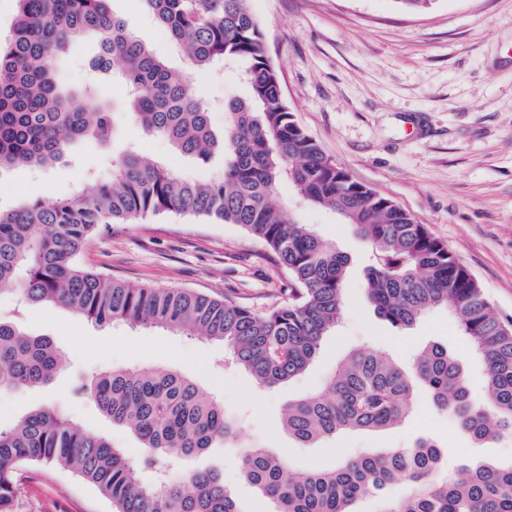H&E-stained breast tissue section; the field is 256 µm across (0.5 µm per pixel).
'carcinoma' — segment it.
<instances>
[{
  "label": "carcinoma",
  "instance_id": "carcinoma-1",
  "mask_svg": "<svg viewBox=\"0 0 512 512\" xmlns=\"http://www.w3.org/2000/svg\"><path fill=\"white\" fill-rule=\"evenodd\" d=\"M0 43V174L49 168L82 142L114 139L109 104L89 109V92L67 84L56 62L92 37L97 54L82 63L94 79L115 76L127 90L133 124L162 137L172 160L150 161L131 144L112 157V176L69 197L42 196L0 209V291L31 305H59L97 326H156L224 344L234 364L259 388L301 375L332 332L343 307L349 259L310 224L284 219L274 199L288 186L294 200L353 224L372 247L368 296L393 327L415 326L444 308L485 363L472 393L448 349L424 347L409 368L355 349L320 392L290 401L283 426L301 447L320 448L349 431L382 432L412 413L423 389L432 407L451 415L473 442L512 439V325L495 318L473 276L395 201L352 180L297 123L281 95L250 0H142L170 47L190 69L243 65L244 98L220 103L223 134H214L215 104L193 97L186 71L168 65L111 0H17ZM223 157V173L202 182L176 161ZM176 212L237 224L260 240L288 271V300L257 311L223 297L131 283L85 266L87 243L111 224H135ZM59 366L51 340L0 315V391L48 383ZM112 423L146 448L134 461L102 435L90 434L51 406L0 426V512H15L14 473L21 464L67 469L112 501L116 512H244L214 470L182 471L189 457L217 441H238L235 419L216 399L200 396L188 377L162 368H118L77 389ZM244 480L274 503V512H356L372 497L378 512H512V463L471 461L454 470L442 448L421 438L409 448L364 451L333 467L291 470L288 456L247 446ZM405 480L401 498L389 487Z\"/></svg>",
  "mask_w": 512,
  "mask_h": 512
}]
</instances>
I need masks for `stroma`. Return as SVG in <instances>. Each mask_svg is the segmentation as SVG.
<instances>
[{"mask_svg": "<svg viewBox=\"0 0 512 512\" xmlns=\"http://www.w3.org/2000/svg\"><path fill=\"white\" fill-rule=\"evenodd\" d=\"M250 5L278 68L284 100L323 153L426 224L479 282L496 317L512 321V0H434L423 14L400 10L394 0H251ZM111 7L171 66L184 67L141 0H111ZM189 84L195 95L213 101L247 92L235 66L191 73ZM103 86L118 136L106 146L76 148L53 168L1 176L0 208L91 188L90 174L108 177L112 154L130 140L150 159H169L164 139L141 138L129 121L124 87L110 79ZM296 217L350 259L340 324L303 374L260 389L233 366L217 368L226 357L222 344L163 328H101L65 307L21 305L15 293L2 291L0 315L49 337L63 367L46 385L0 392V425L52 406L86 431L106 436L130 458H140L141 444L92 400L73 397L72 390L113 368L161 366L192 379L204 396L221 400L246 441L287 449L297 472L336 464L366 448H406L421 437L447 449L452 464L468 458L511 461L512 441L475 445L450 415L424 400L390 431L346 433L326 448H301L288 437L280 425L288 400L323 388L356 348L407 366L424 346L436 343L457 356L472 387H480L485 373L447 310L431 312L407 331L377 315L365 277L371 246L354 226L317 208ZM81 259L132 283L204 292L256 309L279 302L288 281L287 271L240 226L177 214L113 225L87 244ZM184 467L221 472L244 512H273V504L242 478L237 449L217 446L187 459ZM15 483L16 512H113L111 501L93 485L61 468L23 464Z\"/></svg>", "mask_w": 512, "mask_h": 512, "instance_id": "1", "label": "stroma"}]
</instances>
